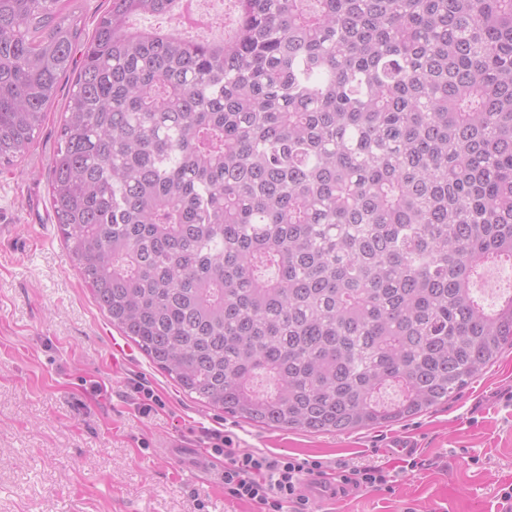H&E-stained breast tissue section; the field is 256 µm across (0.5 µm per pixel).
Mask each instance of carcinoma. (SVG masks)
Masks as SVG:
<instances>
[{"label":"carcinoma","mask_w":512,"mask_h":512,"mask_svg":"<svg viewBox=\"0 0 512 512\" xmlns=\"http://www.w3.org/2000/svg\"><path fill=\"white\" fill-rule=\"evenodd\" d=\"M108 2L51 206L100 309L183 392L346 432L448 401L512 346V296L474 290L512 262V0H231L222 41L131 24L179 0ZM69 3L0 0L1 167L73 64Z\"/></svg>","instance_id":"1"}]
</instances>
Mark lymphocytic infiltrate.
Wrapping results in <instances>:
<instances>
[{
    "mask_svg": "<svg viewBox=\"0 0 512 512\" xmlns=\"http://www.w3.org/2000/svg\"><path fill=\"white\" fill-rule=\"evenodd\" d=\"M208 445L212 456L224 460L225 491L238 500L255 504L258 512H314L305 488L312 480L329 473L342 487L378 489L389 482L388 472L378 465L349 468L316 458L235 448L218 429L210 431Z\"/></svg>",
    "mask_w": 512,
    "mask_h": 512,
    "instance_id": "lymphocytic-infiltrate-1",
    "label": "lymphocytic infiltrate"
}]
</instances>
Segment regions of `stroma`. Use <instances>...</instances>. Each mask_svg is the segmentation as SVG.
<instances>
[{
    "instance_id": "obj_1",
    "label": "stroma",
    "mask_w": 512,
    "mask_h": 512,
    "mask_svg": "<svg viewBox=\"0 0 512 512\" xmlns=\"http://www.w3.org/2000/svg\"><path fill=\"white\" fill-rule=\"evenodd\" d=\"M60 81L36 141L0 167V512H257L201 473L193 448L223 430L234 447L350 466L379 465L389 488L316 512H500L512 484V347L437 405L399 423L348 432L268 428L187 396L117 328L82 283L48 195ZM125 352L116 356L113 344ZM156 397L142 413L136 384ZM413 441L419 461L392 450Z\"/></svg>"
}]
</instances>
